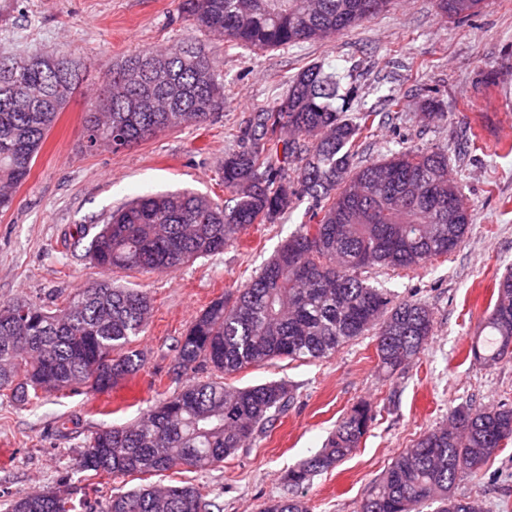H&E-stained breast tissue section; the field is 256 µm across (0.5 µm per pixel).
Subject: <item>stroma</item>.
I'll return each instance as SVG.
<instances>
[{
    "mask_svg": "<svg viewBox=\"0 0 512 512\" xmlns=\"http://www.w3.org/2000/svg\"><path fill=\"white\" fill-rule=\"evenodd\" d=\"M183 42L200 44L221 73V109L203 126L117 153L85 151L84 116L106 65ZM58 50L83 61V82L47 134L11 209L0 213V301L40 302L109 279L147 291L152 310L133 344L145 361L111 394L51 393L35 407L0 399V506L15 493L52 485L72 468L88 437L136 421L159 387L177 389L170 369L192 321L273 256L306 222L308 204L298 203L276 223L249 226L240 244L165 273L90 264L72 238L76 225L101 226L132 199L156 192L190 189L224 202L228 194L218 171L236 149L240 127L251 112L281 101L288 78L313 63L343 74L352 109L379 111L356 143V165L403 146L437 147L447 151L449 175L463 186L474 222L454 253L414 271L376 266L363 272L398 298L427 302L434 334L418 358L392 375L379 368L375 343L366 335L320 362L282 360L227 377L236 387L285 381L294 401L222 468L163 472L152 483L179 478L220 493L224 512H259L263 502L286 494L288 469L321 448L337 421L364 401L376 418L358 448L315 476L304 492L310 512H355L366 488L425 430L444 423L452 408L512 405V357L492 367L467 357L495 281L512 269V0H482L463 20L438 13L434 0H394L387 11L342 34L264 52L196 31L179 15L178 0H0V58ZM391 89L401 104L381 113L380 98ZM430 96L441 112L427 121L422 104ZM61 424L68 427L63 437ZM506 472L512 475V441L456 491L479 498L483 512H512Z\"/></svg>",
    "mask_w": 512,
    "mask_h": 512,
    "instance_id": "1",
    "label": "stroma"
}]
</instances>
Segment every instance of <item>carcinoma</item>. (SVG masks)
<instances>
[{
	"mask_svg": "<svg viewBox=\"0 0 512 512\" xmlns=\"http://www.w3.org/2000/svg\"><path fill=\"white\" fill-rule=\"evenodd\" d=\"M450 19L481 0H436ZM392 0H179L197 30L254 50L323 40L387 10ZM342 76L311 64L287 81L278 106L251 113L219 175L227 204L189 191L146 195L112 215L86 257L100 268L163 273L236 244L252 224H274L304 198L308 221L241 288L213 300L177 345L172 374L192 373L134 423L97 430L72 472L54 485L9 499L7 512H77L72 478L154 475L179 467L211 470L270 428L294 400L283 381L239 388L213 379L274 360L311 362L373 332L379 367L409 365L433 335V312L420 299L395 301L358 271L411 269L457 249L473 223L460 188L448 180V152L403 147L355 167L351 149L377 111H350ZM80 83L65 51L0 60V212L32 171L43 140ZM85 113L84 148L130 147L170 130L200 125L223 104V83L202 48L183 43L106 66ZM151 310L148 294L109 280L92 283L49 308L0 303V395L26 405L46 393L112 392L134 376L143 353L129 349ZM487 334L472 359L495 364L512 354V272L496 285ZM375 420L358 402L323 448L288 469V495L260 512H310L298 492L351 455ZM512 440V407L466 404L424 432L364 493L356 512H481L456 495L459 477L479 473ZM220 494L199 487L141 484L114 489L86 512H223Z\"/></svg>",
	"mask_w": 512,
	"mask_h": 512,
	"instance_id": "1",
	"label": "carcinoma"
}]
</instances>
